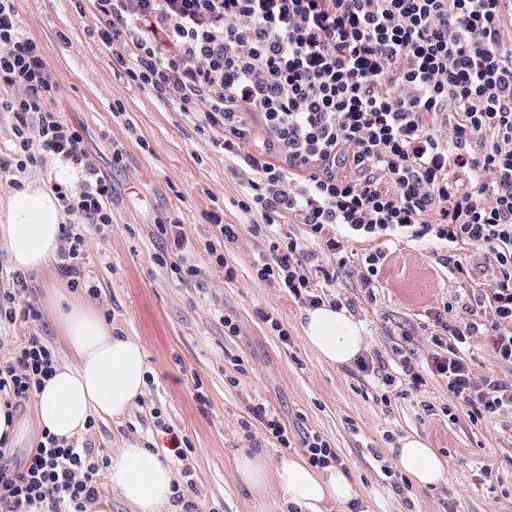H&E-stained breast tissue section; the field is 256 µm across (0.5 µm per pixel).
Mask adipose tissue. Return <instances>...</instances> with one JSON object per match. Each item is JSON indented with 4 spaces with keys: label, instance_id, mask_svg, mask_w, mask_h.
<instances>
[{
    "label": "adipose tissue",
    "instance_id": "ef3b65f1",
    "mask_svg": "<svg viewBox=\"0 0 512 512\" xmlns=\"http://www.w3.org/2000/svg\"><path fill=\"white\" fill-rule=\"evenodd\" d=\"M63 220V208L48 181H27L0 198V234L16 271L37 273L56 261ZM51 307L68 360L37 393L38 418L51 435L71 441L84 432L92 416L122 417L140 399L147 386L146 353L137 338L113 335L90 302L56 290ZM302 331L318 359L331 365H348L362 350L360 325L341 310L326 306L309 310ZM396 456L416 486H436L447 478L445 461L420 437L402 439ZM236 474L259 494L265 493L269 483H276L299 512H325L358 496L342 468L313 467L299 453L276 460L243 453L236 459ZM175 479L172 464L151 449L132 446L112 456L110 483L138 512H167Z\"/></svg>",
    "mask_w": 512,
    "mask_h": 512
}]
</instances>
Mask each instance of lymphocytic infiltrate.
I'll return each mask as SVG.
<instances>
[{
  "label": "lymphocytic infiltrate",
  "instance_id": "1",
  "mask_svg": "<svg viewBox=\"0 0 512 512\" xmlns=\"http://www.w3.org/2000/svg\"><path fill=\"white\" fill-rule=\"evenodd\" d=\"M98 37L137 85L182 112L199 113L231 170L242 180L253 233L270 236L258 279L284 288L307 307L353 309L332 294L336 279L323 256L347 264L353 244L370 249L356 279L376 288L385 258L378 244L428 238L468 243L492 256L490 288L454 297L430 318L433 353L392 357L373 351L355 362L359 377L419 391L427 377L445 381L448 411L478 423L512 407V378L475 375L462 350L488 338L512 366V0H92ZM0 112L14 119L15 156L32 165L53 157L80 174L77 193L59 190L69 224L62 267L82 286L84 227L112 224L113 187L83 147L78 127L48 104L58 85L40 45L23 35L14 0H0ZM36 137H28L29 125ZM284 224H301L309 251ZM169 266L180 284L199 274L183 257L181 224H164ZM0 397L23 409L58 364L54 349L29 335L6 344ZM278 447L299 445L309 463L343 460L315 431L290 435L264 405L253 407ZM0 435V512H95L108 464L94 441L49 432L22 466L8 464Z\"/></svg>",
  "mask_w": 512,
  "mask_h": 512
}]
</instances>
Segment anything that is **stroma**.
I'll return each instance as SVG.
<instances>
[{"mask_svg": "<svg viewBox=\"0 0 512 512\" xmlns=\"http://www.w3.org/2000/svg\"><path fill=\"white\" fill-rule=\"evenodd\" d=\"M14 5L24 33L42 47L58 82L52 110L83 127L86 149L114 187L112 225L102 232L88 228L85 285L73 294L91 299L113 335L137 337L150 371L144 397L127 414L96 419L88 432L96 445L108 452L132 444L168 451L177 470L189 472L193 487L185 497L197 512H287L277 488L256 496L235 473L241 451L279 452L250 413L261 403L288 430L320 432L345 460L358 505L332 512H512V409L475 425L461 411L452 419L431 414L424 402H448L445 385L434 379L423 398L394 394L383 404L354 366L319 361L303 339L305 306L256 277L267 240L250 232L253 218L238 205L240 181L198 115L162 104L113 62L97 36L100 22L91 0ZM117 104L123 108L119 116L113 113ZM116 142L123 146L118 158L112 155ZM210 212L243 227L224 252L235 270L229 282L205 251L221 242L206 219ZM173 220L183 224L187 256L200 268L188 285L155 261L167 248L160 227ZM383 250L376 300L360 293L346 267L338 270L332 291L355 302L364 352L404 345L427 359L428 314L453 296L485 288L486 253L460 245L457 253L467 264L460 275L439 264L436 245L426 239L388 242ZM28 284L25 300L40 311L39 321L5 326L0 334L40 336L65 361L48 293L68 280L55 266L30 276ZM259 309L275 314L290 334L288 342L256 317ZM225 313L236 318L238 335H225ZM235 357L241 367L232 365ZM41 432L36 405L16 413L9 437L13 463L23 461ZM408 435L443 456L446 483L421 488L385 476V469H398L394 449ZM182 441L192 448L184 461L176 457Z\"/></svg>", "mask_w": 512, "mask_h": 512, "instance_id": "stroma-1", "label": "stroma"}]
</instances>
